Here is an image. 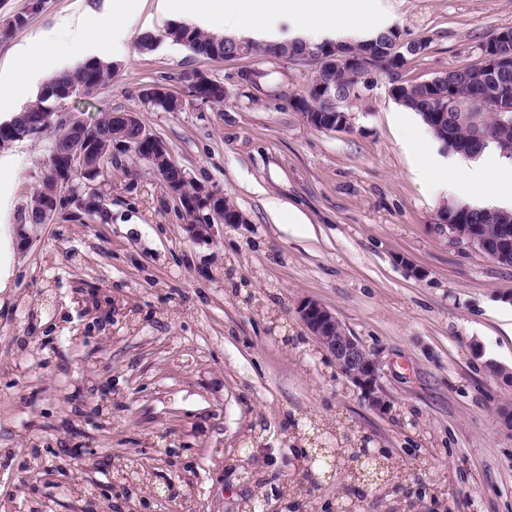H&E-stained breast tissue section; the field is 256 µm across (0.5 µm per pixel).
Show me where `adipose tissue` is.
<instances>
[{"instance_id":"adipose-tissue-1","label":"adipose tissue","mask_w":512,"mask_h":512,"mask_svg":"<svg viewBox=\"0 0 512 512\" xmlns=\"http://www.w3.org/2000/svg\"><path fill=\"white\" fill-rule=\"evenodd\" d=\"M141 2L112 0L97 30L83 20L72 19L64 22L62 29L41 31L16 48L17 56L26 61L24 69L0 68V86L31 87L45 74L63 71L66 66L64 58L50 56L44 51L45 45L54 42L62 30L79 45L86 60L108 61L114 41L124 36L126 24L137 19ZM297 7L303 9L305 16L297 27L296 35L304 39H338L343 30L371 23L362 0H337L333 5L326 4L325 0H240L238 9L229 14L224 11V0H194L189 16L197 26L208 29L219 26L231 35L243 33L252 40L270 43L276 39L274 28L255 21V14H286Z\"/></svg>"}]
</instances>
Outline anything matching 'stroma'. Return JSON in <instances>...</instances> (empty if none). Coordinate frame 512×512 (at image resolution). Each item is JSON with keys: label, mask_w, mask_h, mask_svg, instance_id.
Listing matches in <instances>:
<instances>
[{"label": "stroma", "mask_w": 512, "mask_h": 512, "mask_svg": "<svg viewBox=\"0 0 512 512\" xmlns=\"http://www.w3.org/2000/svg\"><path fill=\"white\" fill-rule=\"evenodd\" d=\"M102 2L43 0L32 14L30 0H0V66L67 17L96 24ZM367 2L379 29L428 40L410 79L476 61L512 26V0ZM171 6L145 0L111 81L62 109L89 123L140 113L190 180L246 221L191 238L178 200L128 152L109 171L107 222L29 224L55 131L10 146L21 171L0 229L15 246L0 290V512H287L292 498L299 512H512V382L491 369L512 368V267L435 225L446 201L483 205L448 179L471 159L444 149L384 78L348 130L309 126L289 98L311 64L255 60L267 74L256 93L243 62L166 38L186 21V0ZM197 69L223 83V106L188 96ZM154 82L183 95L179 111L146 110ZM305 299L378 359L387 413L312 341ZM312 423L342 450L370 437L390 481L359 483L349 461L323 479L305 458ZM130 460L142 479H125ZM168 483L172 498L156 499Z\"/></svg>", "instance_id": "obj_1"}]
</instances>
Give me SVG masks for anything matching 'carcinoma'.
<instances>
[{
  "label": "carcinoma",
  "mask_w": 512,
  "mask_h": 512,
  "mask_svg": "<svg viewBox=\"0 0 512 512\" xmlns=\"http://www.w3.org/2000/svg\"><path fill=\"white\" fill-rule=\"evenodd\" d=\"M179 32L186 38V47L197 57L206 59H222L224 55L235 52L234 45L228 46L198 29L183 24H174L167 32ZM497 44V49L512 57V28L504 27L494 32L483 42L487 46ZM249 57H265L272 47L288 46L292 53L301 54L313 46V42L302 38L287 41L261 44L251 40L244 41ZM417 58L411 54L401 60L393 59L384 52L373 62L377 76L392 78L393 69L402 70L399 84L393 88L392 94L403 108L416 113L426 125L433 137L442 143L444 148L467 158L481 156L487 150L500 152L499 144L512 142V122L502 123L490 112H459L448 108V99H466L479 94L489 100L501 96V80L485 75L481 62L466 64L448 71V77L440 84L428 85L422 81L405 78L403 70L409 61ZM112 76V65L97 61H89L72 72H64L52 78L55 86L86 85L94 93ZM349 69H338L327 76L332 92L344 96V111L349 105L361 98L362 89L352 86L349 80ZM90 139V163L98 168V181L104 182L109 168L112 167V113L107 112L88 130ZM62 164L60 159H49L48 171L42 181L41 188L54 189L57 194L68 199L75 194L69 186H57L54 183L53 170ZM460 220L479 228L483 237L484 254L491 255L501 246V240H511L512 248V211L499 209L493 220L487 219V208L477 207L465 202H454Z\"/></svg>",
  "instance_id": "carcinoma-1"
}]
</instances>
